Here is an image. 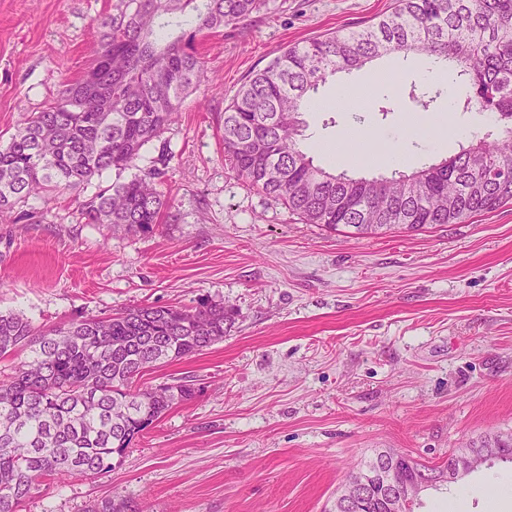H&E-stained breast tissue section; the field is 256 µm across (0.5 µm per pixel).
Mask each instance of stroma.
<instances>
[{
  "label": "stroma",
  "mask_w": 512,
  "mask_h": 512,
  "mask_svg": "<svg viewBox=\"0 0 512 512\" xmlns=\"http://www.w3.org/2000/svg\"><path fill=\"white\" fill-rule=\"evenodd\" d=\"M117 0H0V135L56 100L88 68L96 21ZM394 0H267L239 29L204 37L206 77L160 146L174 158L161 188L172 208L142 237L88 224L77 191L32 198L0 219V311L51 327L134 306L224 301L235 321L203 354L147 369L146 384L193 375L204 389L173 407L111 472L44 480L23 512H86L121 494L141 512H325L348 470L381 448L437 462L460 444L512 430V204L463 224L358 237L305 224L235 178L224 162V109L286 47L347 32ZM301 145L348 173L377 166L399 141L412 171L459 141L412 138L406 104L364 111L319 88ZM512 490V464L422 493L417 512H512L487 486Z\"/></svg>",
  "instance_id": "stroma-1"
}]
</instances>
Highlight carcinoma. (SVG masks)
Listing matches in <instances>:
<instances>
[{"label":"carcinoma","instance_id":"obj_1","mask_svg":"<svg viewBox=\"0 0 512 512\" xmlns=\"http://www.w3.org/2000/svg\"><path fill=\"white\" fill-rule=\"evenodd\" d=\"M265 6L266 0H118L116 13L97 24L85 75L0 145V217L31 197L48 202L63 190L88 188L109 170L137 167L204 78L198 36L234 28ZM390 53L425 54L440 66L442 75L426 90L399 89L412 111H434L450 74L468 88L456 111L478 106L491 115L493 130L467 139L449 157L390 178H355L314 165L299 140L306 102L328 78ZM224 156L239 180L300 220L354 236L462 224L511 204L512 0H396L374 23L281 50L225 108ZM172 159L164 147L161 167L78 199L86 223L155 235L171 207L158 184ZM233 321L232 310L207 298L193 307H132L49 328L0 312V358L24 356L0 374V512H22L46 478L111 471L148 427L203 391L191 376L146 386L144 372L203 353ZM474 453L486 464L512 463V433L454 449L448 458ZM384 456L409 481L445 464L379 451L347 475L367 484L372 506L335 512H389L378 479ZM88 512L140 509L116 494Z\"/></svg>","mask_w":512,"mask_h":512}]
</instances>
